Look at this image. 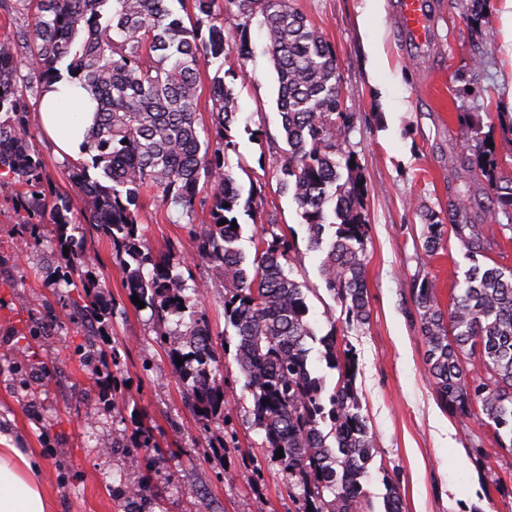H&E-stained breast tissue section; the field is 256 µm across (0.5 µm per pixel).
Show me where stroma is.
I'll list each match as a JSON object with an SVG mask.
<instances>
[{
  "label": "stroma",
  "mask_w": 512,
  "mask_h": 512,
  "mask_svg": "<svg viewBox=\"0 0 512 512\" xmlns=\"http://www.w3.org/2000/svg\"><path fill=\"white\" fill-rule=\"evenodd\" d=\"M396 0L367 29L383 51L368 59L356 18L364 0H294L295 7L333 44L344 92L354 115L345 148L353 152L367 187L365 213L371 318L365 328L346 323L319 274L321 253L309 249L291 193L272 169L271 142L281 136L276 76L264 52V33L251 24L253 53L228 57L201 70L200 85L223 77L238 93V155L230 156L239 184L264 185L263 210L293 237L292 260L309 292L308 318L317 335L335 332L357 364L361 412L375 439L364 487L382 512L387 479L397 483L402 512H512V451L499 447L479 416L460 421L438 400L425 365L412 288L429 278L448 306L469 267L464 249L448 238L426 257L425 216L447 219L448 204L466 195L469 214L497 238L489 262L512 267V240L504 215L489 210L485 179L459 165L457 154L472 128L492 143L504 172L512 173V41H506L500 0H484L481 21L471 0H429L432 41L415 48L395 20ZM262 128L263 136L249 132ZM31 142L43 156L49 185L82 202L70 177L71 157L58 154L38 123ZM14 200L0 193V446L33 453L55 512H305L265 443L245 415L251 399L232 356H218L224 378L225 419L203 423L160 343L149 308L129 298L119 256L108 240L91 238L94 272L113 307L107 334L73 317L66 289L53 275L65 262L50 238L23 235ZM209 215L197 211L195 223ZM175 207L146 200L139 212L152 254L174 251L187 283L204 286L201 298L215 342L225 333L224 284L201 261ZM112 398L103 409V398ZM150 428L153 445L136 434ZM148 485L147 499L131 489Z\"/></svg>",
  "instance_id": "obj_1"
}]
</instances>
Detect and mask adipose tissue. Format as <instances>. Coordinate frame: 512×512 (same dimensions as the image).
<instances>
[{"mask_svg": "<svg viewBox=\"0 0 512 512\" xmlns=\"http://www.w3.org/2000/svg\"><path fill=\"white\" fill-rule=\"evenodd\" d=\"M94 103L77 82H61L45 93L38 115L41 127L61 150L84 156L82 129L93 122ZM52 502L31 457L19 448H0V512H51Z\"/></svg>", "mask_w": 512, "mask_h": 512, "instance_id": "ef3b65f1", "label": "adipose tissue"}]
</instances>
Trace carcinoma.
Instances as JSON below:
<instances>
[{
	"instance_id": "carcinoma-1",
	"label": "carcinoma",
	"mask_w": 512,
	"mask_h": 512,
	"mask_svg": "<svg viewBox=\"0 0 512 512\" xmlns=\"http://www.w3.org/2000/svg\"><path fill=\"white\" fill-rule=\"evenodd\" d=\"M184 0H0V11L23 13L27 23L0 42V191L12 194L21 223L33 237L50 235L69 249L56 285L82 290L73 314L96 329L110 320L90 278L94 257L84 247L69 202L46 189L45 167L29 141L32 105L27 90L42 94L61 80L78 81L95 102V122L86 130L89 159L74 166L83 196V223L124 256L131 294L153 308L162 323L175 322L173 359L187 397L205 421H224V381L216 378V351L205 312L185 295L173 273L172 256L159 259L139 236L138 212L146 197L191 216L198 257L224 277V318L234 330L235 359L252 398L251 424L264 431L288 486L300 490L311 512H370L363 481L375 440L361 413L354 386L352 349L337 348L336 328L317 337L308 320L304 285L291 277L294 249L272 215L255 234L252 263L238 246L243 213L256 219L263 185L238 184L228 155L238 152L234 90L218 79L210 96L217 109L214 132L199 119L201 66L242 61L251 54L249 23L258 19L277 82L284 146L274 145V169L292 193L308 246L323 254L320 274L346 313L347 324H369L366 285L368 220L366 187L343 148L353 115L342 111L343 89L330 42L292 5V0H230L243 19L233 38L224 32L217 0H192L193 18L170 7ZM462 166L478 168L493 186V206L508 215L512 232V179L499 175L494 152L474 129L458 154ZM212 186L199 197V185ZM467 199L448 204V224L430 215L422 250L432 257L451 228L470 267L465 286L442 309L435 284L413 286L418 329L426 343L425 364L441 403L460 420L477 406L497 444L512 451V269L480 261L497 242L483 225L467 220ZM51 215V223L43 221ZM227 224H221V221ZM152 266L144 273L146 266ZM338 371L332 393L316 375L310 343ZM484 373L474 375L468 360ZM384 512H400L397 484L387 481Z\"/></svg>"
}]
</instances>
